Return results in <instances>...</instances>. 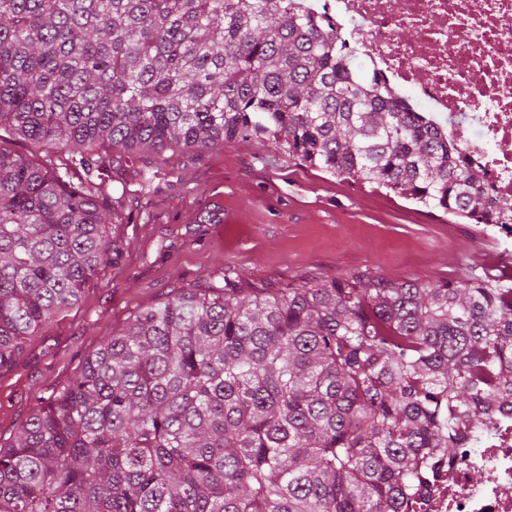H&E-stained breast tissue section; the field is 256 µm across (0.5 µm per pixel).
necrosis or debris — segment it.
<instances>
[{
	"mask_svg": "<svg viewBox=\"0 0 512 512\" xmlns=\"http://www.w3.org/2000/svg\"><path fill=\"white\" fill-rule=\"evenodd\" d=\"M330 18L382 91L480 166L512 201V0H300ZM424 512H512V407L477 424Z\"/></svg>",
	"mask_w": 512,
	"mask_h": 512,
	"instance_id": "obj_1",
	"label": "necrosis or debris"
}]
</instances>
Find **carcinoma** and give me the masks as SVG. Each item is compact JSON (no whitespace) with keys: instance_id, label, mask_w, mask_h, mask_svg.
I'll return each mask as SVG.
<instances>
[{"instance_id":"1","label":"carcinoma","mask_w":512,"mask_h":512,"mask_svg":"<svg viewBox=\"0 0 512 512\" xmlns=\"http://www.w3.org/2000/svg\"><path fill=\"white\" fill-rule=\"evenodd\" d=\"M295 0H0V370L120 256L93 175L237 140L474 224L478 169ZM512 399V288H183L103 337L0 444V512H412ZM4 146L36 163L42 164L51 161L62 172H64V168L68 164L67 155L56 146L50 144L9 141L4 143Z\"/></svg>"}]
</instances>
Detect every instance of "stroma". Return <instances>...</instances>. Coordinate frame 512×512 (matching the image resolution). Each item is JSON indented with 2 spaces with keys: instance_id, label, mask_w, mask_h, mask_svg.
<instances>
[{
  "instance_id": "1",
  "label": "stroma",
  "mask_w": 512,
  "mask_h": 512,
  "mask_svg": "<svg viewBox=\"0 0 512 512\" xmlns=\"http://www.w3.org/2000/svg\"><path fill=\"white\" fill-rule=\"evenodd\" d=\"M258 153L253 141L236 140L194 164L167 152L149 184L129 159L107 178L99 201L132 216L121 230L122 254L0 370L1 441L80 369L102 336L180 289L226 276L248 291L354 276L465 281L499 253L492 236H443L451 217L388 189Z\"/></svg>"
}]
</instances>
